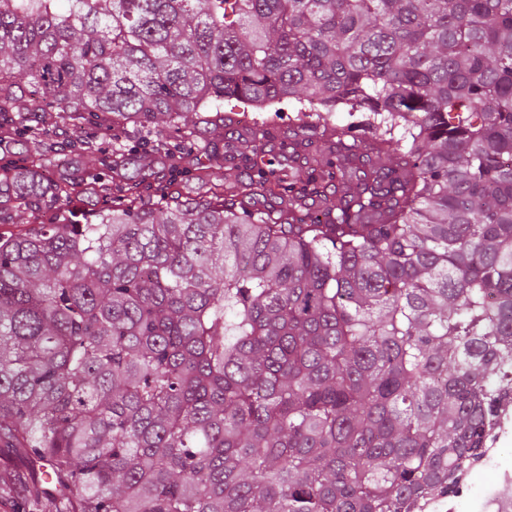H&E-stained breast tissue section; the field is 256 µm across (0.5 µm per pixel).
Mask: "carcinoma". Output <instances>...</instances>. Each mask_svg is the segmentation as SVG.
<instances>
[{"label": "carcinoma", "instance_id": "obj_1", "mask_svg": "<svg viewBox=\"0 0 512 512\" xmlns=\"http://www.w3.org/2000/svg\"><path fill=\"white\" fill-rule=\"evenodd\" d=\"M230 97L314 112L322 142H283L281 180L238 141L253 174L213 200L117 157L96 213L0 236V446L38 512H418L485 447L512 0H0V128L167 143ZM71 195L20 169L0 215Z\"/></svg>", "mask_w": 512, "mask_h": 512}]
</instances>
